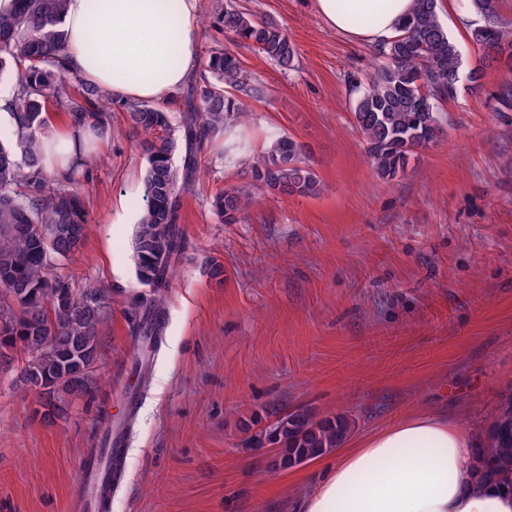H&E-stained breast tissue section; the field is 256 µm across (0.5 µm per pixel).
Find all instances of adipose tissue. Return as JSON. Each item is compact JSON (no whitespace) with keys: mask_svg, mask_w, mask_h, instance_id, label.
Wrapping results in <instances>:
<instances>
[{"mask_svg":"<svg viewBox=\"0 0 512 512\" xmlns=\"http://www.w3.org/2000/svg\"><path fill=\"white\" fill-rule=\"evenodd\" d=\"M314 0L324 23L351 41L381 44L415 0ZM374 16L351 26L347 12ZM70 71L123 99L167 103L197 67L198 0H68ZM472 437L422 411L344 443L300 512H512V492L479 482Z\"/></svg>","mask_w":512,"mask_h":512,"instance_id":"ef3b65f1","label":"adipose tissue"}]
</instances>
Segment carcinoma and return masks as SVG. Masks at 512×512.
I'll list each match as a JSON object with an SVG mask.
<instances>
[{
	"instance_id": "obj_1",
	"label": "carcinoma",
	"mask_w": 512,
	"mask_h": 512,
	"mask_svg": "<svg viewBox=\"0 0 512 512\" xmlns=\"http://www.w3.org/2000/svg\"><path fill=\"white\" fill-rule=\"evenodd\" d=\"M0 13V74L13 79V113L17 131L10 147L0 144V362L13 361L20 349L23 381L38 390V404L54 415H67L73 399L90 393V377L99 360L100 336L110 312L104 291L93 284L72 288V277L56 262L79 250L86 235V212L76 191L78 168L52 173L45 162L46 102L56 101L70 125L103 140L112 135L110 109L126 115L145 135L148 155L145 205L133 241L136 272L151 294L130 298L128 314L135 332L147 339L162 325V290L184 248L179 227L184 195L200 174V155L209 137L243 114L244 97L263 90L244 69L239 56L222 46L210 49L203 63L209 76L192 79L184 99L181 129L170 126L167 112L138 100H123L84 82L71 92L62 65L63 18L68 0H15ZM499 0H473L482 25L471 32L486 56L512 64V23L499 12ZM218 22L225 36L251 45L288 70L296 49L272 19L259 18L224 0ZM383 58L367 79L354 105V120L377 172L393 178L411 155L428 149L443 134L437 102L457 95L462 56L440 18L439 0H416L399 35L380 46ZM182 150L181 167L173 155ZM302 144L288 136L276 139L252 164L262 186L286 195L311 196L320 189L304 160ZM252 202L243 187L216 195L215 213L226 224H238ZM276 422L246 438L259 448L269 438L288 470L340 447L353 422L344 413L290 418L273 412ZM484 482L512 489V396L502 401L487 430L476 461Z\"/></svg>"
}]
</instances>
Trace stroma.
Masks as SVG:
<instances>
[{"instance_id":"1","label":"stroma","mask_w":512,"mask_h":512,"mask_svg":"<svg viewBox=\"0 0 512 512\" xmlns=\"http://www.w3.org/2000/svg\"><path fill=\"white\" fill-rule=\"evenodd\" d=\"M238 3L281 26L296 67L239 47L266 93L206 144L151 345L136 343L127 313L148 291L131 247L143 196L127 192L143 184L147 157L113 112L77 186L86 238L62 263L75 285L112 300L91 393L48 422L17 366H0V512H68L84 450L124 420L128 480L112 512H296L322 460L270 471L243 423L266 427L275 408L337 411L354 419L355 440L428 410L480 440L512 391V111L497 103L512 70L483 66V50L458 39L464 69L484 68L481 89L460 80L438 105L444 136L386 180L355 126L349 82L371 72L375 48L330 30L314 0ZM282 134L305 146L321 192L259 189L244 222L221 223L215 195L252 182L227 145L243 141L255 157ZM120 200L126 224L112 221Z\"/></svg>"}]
</instances>
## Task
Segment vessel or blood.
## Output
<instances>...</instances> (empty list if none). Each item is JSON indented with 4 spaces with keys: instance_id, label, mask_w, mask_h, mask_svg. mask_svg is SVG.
Masks as SVG:
<instances>
[{
    "instance_id": "obj_1",
    "label": "vessel or blood",
    "mask_w": 512,
    "mask_h": 512,
    "mask_svg": "<svg viewBox=\"0 0 512 512\" xmlns=\"http://www.w3.org/2000/svg\"><path fill=\"white\" fill-rule=\"evenodd\" d=\"M125 461L124 441L117 433H107L100 447L86 449L80 462L83 478L73 488L69 512H110Z\"/></svg>"
}]
</instances>
